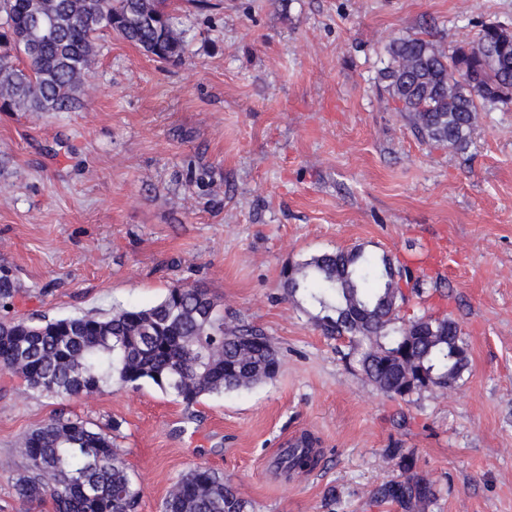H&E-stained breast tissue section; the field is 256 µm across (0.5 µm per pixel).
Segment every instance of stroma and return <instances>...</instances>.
<instances>
[{
	"instance_id": "obj_1",
	"label": "stroma",
	"mask_w": 512,
	"mask_h": 512,
	"mask_svg": "<svg viewBox=\"0 0 512 512\" xmlns=\"http://www.w3.org/2000/svg\"><path fill=\"white\" fill-rule=\"evenodd\" d=\"M185 57L160 63L113 33L98 41L76 112H0V265L15 316L148 306L177 281L280 353L277 376L187 408L150 384L69 408L116 421V445L160 512L204 463L248 512H398L373 490L413 451L437 497L425 512H512V105L477 114L468 151L427 143L379 79L390 40L428 31L445 50L482 25L512 27V0H168ZM364 245L442 283L401 320L445 313L469 364L447 393L381 394L348 338L322 334L288 301L295 262ZM60 406L0 371V512L18 500L20 443ZM310 434V472L276 461ZM335 502H327L328 489ZM20 288L8 267L0 266V311L9 312L14 305V299L19 294Z\"/></svg>"
}]
</instances>
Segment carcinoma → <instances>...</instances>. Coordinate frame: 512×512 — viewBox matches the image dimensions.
Instances as JSON below:
<instances>
[{"mask_svg": "<svg viewBox=\"0 0 512 512\" xmlns=\"http://www.w3.org/2000/svg\"><path fill=\"white\" fill-rule=\"evenodd\" d=\"M103 31L161 62L184 54L186 30L175 25L166 0H0V110H79L82 76ZM387 52L381 80L423 141L463 152L477 112L512 103L507 27L485 25L474 46L451 55L418 36L391 41ZM459 68L468 80L448 82V71ZM403 283L422 293L423 276L362 246L314 255L284 275L288 300L315 310L312 319L325 335L356 343L367 379L388 397L407 401L423 389L453 388L467 370L468 351L446 315L397 324L408 300ZM19 292L1 265L0 311H8ZM280 368L279 353L261 329L224 317L209 291L194 283L170 286L151 306L118 307L107 315L0 320V369L21 377L32 393L62 402L149 383L189 408L206 395L271 380ZM117 428L63 409L54 414L23 440L18 499H48L51 512H138L141 489L114 444ZM386 454L405 475L380 485L373 498L399 512H422L437 496L435 484L413 472L411 451L388 448ZM320 463L303 436L283 449L277 466L288 474ZM162 512H246V503L223 473L200 464L175 484Z\"/></svg>", "mask_w": 512, "mask_h": 512, "instance_id": "1", "label": "carcinoma"}]
</instances>
